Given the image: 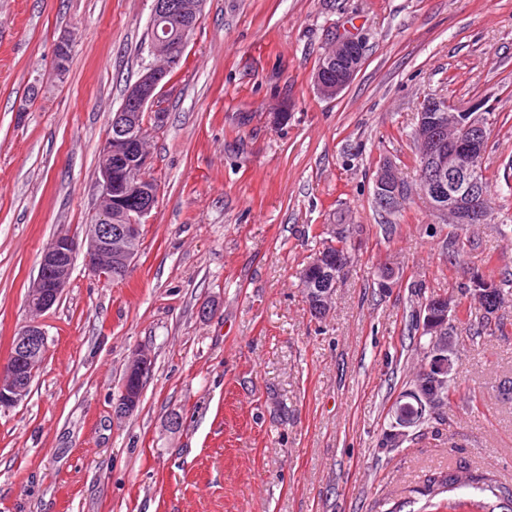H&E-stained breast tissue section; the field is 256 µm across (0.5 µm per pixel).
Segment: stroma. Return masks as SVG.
<instances>
[{
  "instance_id": "1",
  "label": "stroma",
  "mask_w": 512,
  "mask_h": 512,
  "mask_svg": "<svg viewBox=\"0 0 512 512\" xmlns=\"http://www.w3.org/2000/svg\"><path fill=\"white\" fill-rule=\"evenodd\" d=\"M152 5L0 0V364L43 248L90 221L110 119L153 62ZM72 30L59 81L47 69ZM339 37L364 60L326 99L313 75ZM431 95L489 115L495 221L471 225L459 263L419 194L392 216L373 202L382 158L415 184ZM164 98L137 258L105 281L76 255L39 318L47 359L0 410V512H419L428 478L451 470L512 490V300L506 330L482 338L462 303L455 395L400 447L380 444L420 364L421 303L512 270L496 230L512 224V0H204ZM341 219L354 261L317 320L296 273ZM138 350L152 371L118 420Z\"/></svg>"
}]
</instances>
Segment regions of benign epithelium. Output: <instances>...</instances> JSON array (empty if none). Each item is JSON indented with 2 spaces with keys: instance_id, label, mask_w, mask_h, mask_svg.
Wrapping results in <instances>:
<instances>
[{
  "instance_id": "1",
  "label": "benign epithelium",
  "mask_w": 512,
  "mask_h": 512,
  "mask_svg": "<svg viewBox=\"0 0 512 512\" xmlns=\"http://www.w3.org/2000/svg\"><path fill=\"white\" fill-rule=\"evenodd\" d=\"M201 5L184 0H153L152 16L163 33L151 44V52L166 63L150 65L130 85L122 106L112 116L108 133L99 149L95 215L85 225L82 239L59 233L45 247L37 277L27 290L26 305L35 313L57 304L69 284L73 258L84 253L86 265L106 280L124 277L141 245V229L151 214L160 192L159 184L148 175L151 157L140 144L146 128L163 127L167 113L159 100L172 82L173 62L183 55L187 40L173 42L172 26L183 32L195 28ZM74 36L61 38L50 67L61 77L66 72ZM363 60L362 42L355 38L336 41L315 72L314 85L324 97L340 94L353 80ZM486 120L479 106L457 110L448 99L430 97L418 112L416 154L418 190L430 207L446 217L448 223L467 227L485 220L490 212L489 198L480 178L485 158ZM374 193L382 205L396 212L405 205L410 190L390 158L380 161ZM118 223H112V218ZM349 260L338 258L325 269L320 279L303 276L305 295L311 314L322 318ZM455 307L446 297L423 305L420 323L439 340L438 346L422 356V374L415 385L395 402L393 435L405 439L419 427L425 412L431 410L441 391L454 378L455 345L451 331ZM48 345L44 329L37 323L25 326L14 338L7 361L0 365V409L18 405L27 396L41 369ZM152 370V360L136 354L129 361L126 378L115 404L114 415L122 419L132 413L141 400L140 387Z\"/></svg>"
}]
</instances>
